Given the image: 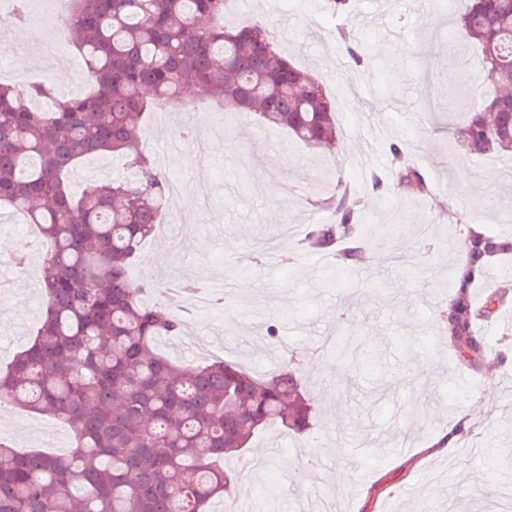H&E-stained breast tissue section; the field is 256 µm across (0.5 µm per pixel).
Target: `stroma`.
Instances as JSON below:
<instances>
[{
  "label": "stroma",
  "mask_w": 512,
  "mask_h": 512,
  "mask_svg": "<svg viewBox=\"0 0 512 512\" xmlns=\"http://www.w3.org/2000/svg\"><path fill=\"white\" fill-rule=\"evenodd\" d=\"M29 4L41 9L35 32L0 23V82L45 75L59 88L80 82V60L53 0ZM272 10L279 50L330 91L342 137L336 153L306 147L250 112L238 118L236 134H225L220 108L201 92L192 98L195 111L168 119L149 113L142 133L145 151L185 185L189 202L178 214H163L132 277L158 287L187 279L204 285L183 334L162 339L158 351L185 365L218 356L263 375L281 362L266 334L269 324L280 323L282 350L298 351L301 383L314 408L304 434L267 428L227 459L234 492L211 510L224 512L230 504L236 512H495L496 493L512 489V397L491 388L486 376L494 371L512 379V297L490 326L477 328L497 343L492 364L466 365L441 348L439 320L467 230L485 224L512 240V222L484 205L492 197L512 208V155L446 149L460 122V85L478 54L454 51L448 34L457 14L436 11L433 0L415 7L392 0L375 22L371 0H351L338 18L321 0H227L224 19L250 23ZM339 26L364 43L371 78L352 70L340 52ZM52 43L61 45V55L45 53ZM20 52L31 60L23 70L15 65ZM186 123L210 140L195 169L182 164L188 141L174 131ZM395 140L404 143L428 195L408 193L392 176L388 145ZM368 169L384 178L383 190L367 186ZM490 172L497 177L492 184L483 180ZM341 180L355 185L374 223L389 230L376 235L368 262L339 275L333 258L302 255L297 241L307 225L333 222V211L317 200ZM20 223L0 212V369L33 339L43 314L40 258ZM20 252L28 255L21 269L13 263ZM21 279L27 292L14 289ZM219 283L225 294L218 304L213 288ZM367 361L373 369H364ZM460 374L472 379V388L457 384ZM484 405L494 417L479 415ZM464 414L470 426L459 442L478 445L479 453L465 463L429 453ZM0 436L62 453L73 431L51 417L8 408L0 410ZM463 463L472 473L467 482L458 477ZM268 483L279 487L270 503L257 495Z\"/></svg>",
  "instance_id": "obj_1"
}]
</instances>
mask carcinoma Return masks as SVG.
I'll use <instances>...</instances> for the list:
<instances>
[{
    "mask_svg": "<svg viewBox=\"0 0 512 512\" xmlns=\"http://www.w3.org/2000/svg\"><path fill=\"white\" fill-rule=\"evenodd\" d=\"M64 28L91 89L55 98L46 77L22 89L0 83V209L34 224L45 319L33 342L0 371V407L26 408L69 424V452L20 453L0 437V512H209L232 474L218 461L259 431L309 428L310 399L293 357L256 377L216 359L186 367L156 353L186 323L164 303L146 304L153 285L131 266L161 221L168 179L139 147L146 115L183 104L195 84L225 110L257 111L312 148L340 140L326 84L280 54L274 23L230 26L224 0H69ZM458 34L481 54L493 92L474 95L457 137L482 155L512 153V0H468ZM354 65L363 45L339 29ZM399 182L427 184L400 145L390 144ZM112 153L131 176L71 190L68 174L88 155ZM321 204L336 223L309 226L308 256L336 255V272L365 259L372 231L351 186ZM454 272L444 333L464 361L489 352L472 331L471 288L492 258L512 252L488 227L469 230Z\"/></svg>",
    "mask_w": 512,
    "mask_h": 512,
    "instance_id": "1",
    "label": "carcinoma"
}]
</instances>
